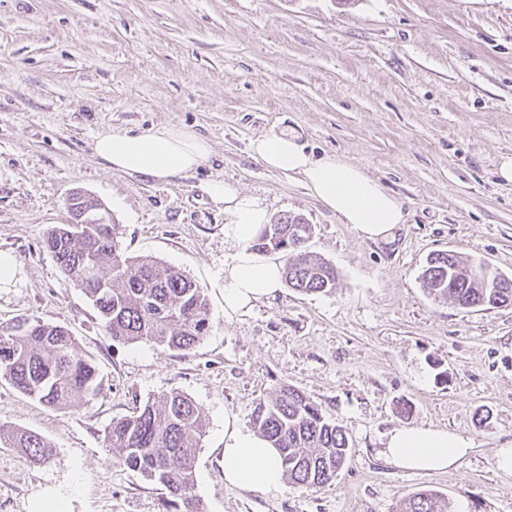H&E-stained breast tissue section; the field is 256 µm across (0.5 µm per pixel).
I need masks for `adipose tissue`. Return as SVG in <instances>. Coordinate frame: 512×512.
Returning a JSON list of instances; mask_svg holds the SVG:
<instances>
[{
	"label": "adipose tissue",
	"mask_w": 512,
	"mask_h": 512,
	"mask_svg": "<svg viewBox=\"0 0 512 512\" xmlns=\"http://www.w3.org/2000/svg\"><path fill=\"white\" fill-rule=\"evenodd\" d=\"M94 149L114 170L165 181L195 170L211 154L207 140L177 126L137 135L105 131ZM250 149L267 169L299 178L315 199L369 240L388 239L405 221L401 202L364 169L330 155L313 157L294 136L272 132L253 140ZM206 191L231 216L224 226V239L233 247L224 263V315L231 318L274 297L282 266L250 248L270 220L266 208L220 180L208 183ZM470 451L469 439L457 432L400 427L387 435L384 455L400 469L445 472ZM224 480L260 495L278 494L284 475L277 450L256 432L225 424Z\"/></svg>",
	"instance_id": "obj_1"
}]
</instances>
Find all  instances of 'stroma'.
Returning a JSON list of instances; mask_svg holds the SVG:
<instances>
[{
  "label": "stroma",
  "instance_id": "stroma-1",
  "mask_svg": "<svg viewBox=\"0 0 512 512\" xmlns=\"http://www.w3.org/2000/svg\"><path fill=\"white\" fill-rule=\"evenodd\" d=\"M163 125L208 140L207 161L161 181L111 169L106 130ZM358 165L402 203L371 241L298 179L251 154L270 132ZM512 0H0V251L17 275L0 322L67 327L102 392L55 410L0 380V424L40 434L47 460L0 446V512H162V486L114 464L112 420L178 391L203 410L195 467L206 512H396L436 490L453 512H512V305L463 310L420 281L452 251L512 278ZM223 180L312 224L308 243L334 290L274 298L224 316L230 220L204 187ZM81 190L121 226V247L203 288L212 328L188 352L113 342L46 249ZM292 386L343 427L352 454L333 484L265 498L224 482V420L250 426L258 400ZM432 427L469 438L462 464L412 473L382 454L387 434Z\"/></svg>",
  "mask_w": 512,
  "mask_h": 512
}]
</instances>
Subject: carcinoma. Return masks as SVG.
Returning <instances> with one entry per match:
<instances>
[{
    "mask_svg": "<svg viewBox=\"0 0 512 512\" xmlns=\"http://www.w3.org/2000/svg\"><path fill=\"white\" fill-rule=\"evenodd\" d=\"M93 205L79 192L70 197L69 209L76 219ZM312 235L313 225L285 214L264 225L250 248L281 255L288 287L304 293L328 292L336 285V268L304 247L294 248V242H305ZM45 247L65 281L93 302L112 340H146L166 350L187 352L211 330L204 290L176 268L126 255L119 225H56L48 232ZM421 281L429 296L447 299L461 309L512 304V288L500 287L494 273L448 251L428 259ZM2 378L55 410H68L102 390L95 366L68 329L28 317L0 322ZM252 423L279 449L284 478L305 489L332 484L352 453L336 420L288 385L256 404ZM204 433L201 407L172 391L112 420L104 443L114 463L141 472L167 490L163 512H205L195 492V462ZM0 444L20 449L33 465L46 460L49 448L35 432L2 426ZM401 512H447V505L435 491L423 490L408 497Z\"/></svg>",
    "mask_w": 512,
    "mask_h": 512,
    "instance_id": "1",
    "label": "carcinoma"
}]
</instances>
